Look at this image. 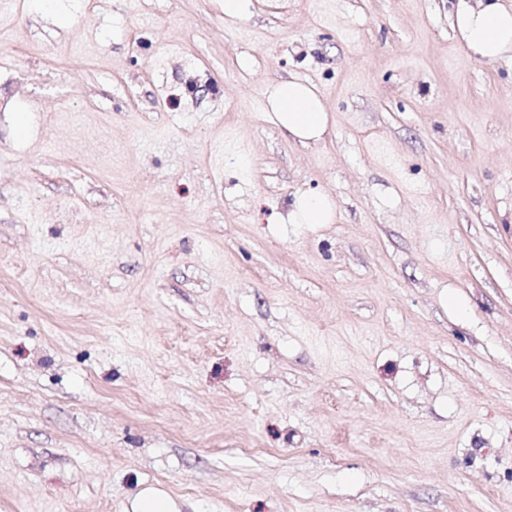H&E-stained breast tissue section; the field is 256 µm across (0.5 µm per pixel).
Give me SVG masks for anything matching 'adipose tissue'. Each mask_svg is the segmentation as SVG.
I'll list each match as a JSON object with an SVG mask.
<instances>
[{
    "instance_id": "ef3b65f1",
    "label": "adipose tissue",
    "mask_w": 512,
    "mask_h": 512,
    "mask_svg": "<svg viewBox=\"0 0 512 512\" xmlns=\"http://www.w3.org/2000/svg\"><path fill=\"white\" fill-rule=\"evenodd\" d=\"M454 26L479 58L496 61L512 57V8L499 0H480L476 6L461 0ZM268 103L278 125L295 139L316 141L330 128L331 116L312 85L298 80L277 83L269 92Z\"/></svg>"
}]
</instances>
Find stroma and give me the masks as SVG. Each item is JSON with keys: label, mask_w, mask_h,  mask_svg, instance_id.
I'll use <instances>...</instances> for the list:
<instances>
[{"label": "stroma", "mask_w": 512, "mask_h": 512, "mask_svg": "<svg viewBox=\"0 0 512 512\" xmlns=\"http://www.w3.org/2000/svg\"><path fill=\"white\" fill-rule=\"evenodd\" d=\"M457 5L0 0V512H512V59ZM268 103L278 125L302 142L320 140L330 128L331 116L312 85L298 80L277 83ZM335 219V206L328 196H299L288 211L292 224H330ZM131 508V512H179L170 495L155 488L139 492Z\"/></svg>", "instance_id": "obj_1"}]
</instances>
